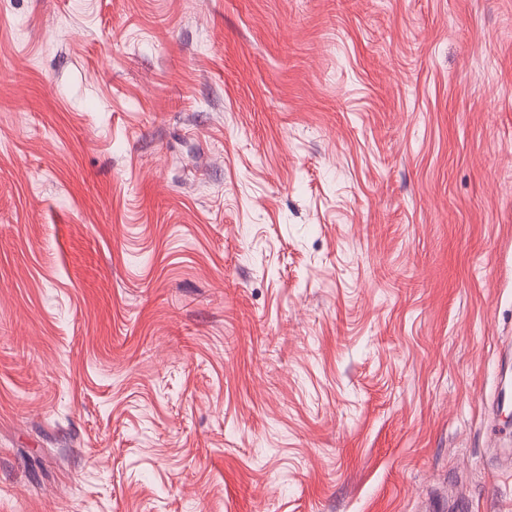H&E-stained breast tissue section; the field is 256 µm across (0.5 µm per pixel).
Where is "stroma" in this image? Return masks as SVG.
Returning a JSON list of instances; mask_svg holds the SVG:
<instances>
[{
    "label": "stroma",
    "mask_w": 512,
    "mask_h": 512,
    "mask_svg": "<svg viewBox=\"0 0 512 512\" xmlns=\"http://www.w3.org/2000/svg\"><path fill=\"white\" fill-rule=\"evenodd\" d=\"M512 0H0V512H512Z\"/></svg>",
    "instance_id": "1"
}]
</instances>
